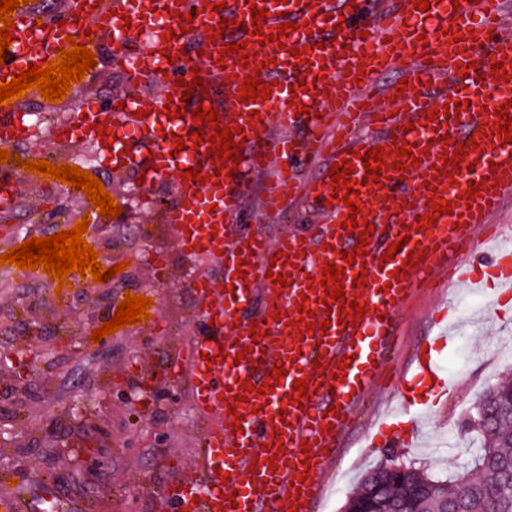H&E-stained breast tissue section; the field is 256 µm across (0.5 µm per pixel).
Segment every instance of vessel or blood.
Masks as SVG:
<instances>
[{"label":"vessel or blood","mask_w":512,"mask_h":512,"mask_svg":"<svg viewBox=\"0 0 512 512\" xmlns=\"http://www.w3.org/2000/svg\"><path fill=\"white\" fill-rule=\"evenodd\" d=\"M415 0H401L399 11L377 8L372 0H225L215 12L208 0H66L57 13L42 15L32 5L13 13L14 39L0 78L12 79L22 66L43 65L57 57L65 37L76 44H109L113 62L136 80L154 79L167 90L157 97L124 95V109L106 110L88 100L87 117L80 127L97 139L98 127L120 126L123 136L112 144L116 167L127 164L126 142L154 132L165 103L182 106L184 114L170 121L171 137L157 153L165 157V171L183 173L200 167L202 180L177 181L176 201L167 207L164 221L173 230L181 250L217 264L229 276L231 290L216 288L208 275L197 274L185 284L195 310L211 322L209 335L193 337L185 352L169 362L174 374L186 377L196 407L211 421L203 431L195 457L196 475L171 477L162 495L177 512H311L322 496L327 470L336 459L339 432L348 427L354 405L373 389L387 371L386 353L398 310L420 288H430L439 271H447L466 288L493 287L498 300L512 303V247L497 249L485 271L458 262L465 247L479 250V236L493 225L495 238L507 233L491 218L512 196V143L490 140L495 109L512 99V81L492 73L503 62L512 72V31L506 30L512 0H432L419 11ZM266 9L262 22L270 42L250 35L251 7ZM342 13L336 25L334 13ZM192 15L194 31L183 36V15ZM129 29H122L123 17ZM296 23L283 42H274L282 22ZM179 38L166 40L167 30ZM221 30L218 42L208 39ZM335 30L336 41L323 45V31ZM243 44L239 54L222 57L224 45ZM175 62H167L166 54ZM253 56L262 68L259 77L272 86L266 100L239 102V88L248 71L241 56ZM204 84L186 91L192 67ZM401 71L408 80L404 92L378 87V74ZM438 94L421 91L424 81ZM466 101L459 115H444L445 107ZM213 104L219 126L246 127V141L237 174H215L208 145H196L193 109ZM308 105L297 114V104ZM441 117H432V110ZM384 129L380 142L387 153L403 143L420 148L418 159H405L401 179L384 181L374 190L363 185L367 170L361 160L367 145L358 138L361 125ZM187 147L170 157L174 139ZM475 139L476 149L462 159L455 182L439 173L458 145ZM327 159V168L308 183L296 176L299 164ZM352 162L354 202L364 203L368 223L375 229L360 241L357 228L345 227L350 209L333 194L328 167ZM269 174L261 200L263 211L279 214L285 198L301 196L313 203L319 221L303 234L289 232L276 241L265 234L236 233L228 218L237 211L246 190L244 172ZM484 183L476 210L460 197L470 182ZM452 203L451 213L439 215L430 231H415L419 216L429 213L431 201ZM409 236L405 250L392 252L401 236ZM364 247L362 264L344 265L342 254ZM392 261H383L384 253ZM421 255L420 265L400 273L409 254ZM247 260L246 277L236 274ZM345 267L343 288L353 293L352 279L364 274L367 285L358 289L365 316L342 322L339 309H326L309 283H320L325 262ZM285 276L288 285L277 288L274 279ZM307 292L317 320H329L321 337L303 336L301 314L295 304ZM260 337H250L251 327ZM324 359L323 367L313 362ZM346 363L341 378L331 377L329 365ZM289 371L282 383L272 384L268 372L276 364ZM310 379L301 406H290L295 380ZM287 409L286 422L275 425L274 415ZM240 420L242 432L232 430Z\"/></svg>","instance_id":"b4317fda"}]
</instances>
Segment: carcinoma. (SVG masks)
<instances>
[{"mask_svg": "<svg viewBox=\"0 0 512 512\" xmlns=\"http://www.w3.org/2000/svg\"><path fill=\"white\" fill-rule=\"evenodd\" d=\"M478 403L494 416L476 423L479 447L467 449L471 462L450 480H436L412 468L404 478L386 476L383 512H512V475L484 466L512 458V384L488 388Z\"/></svg>", "mask_w": 512, "mask_h": 512, "instance_id": "obj_1", "label": "carcinoma"}]
</instances>
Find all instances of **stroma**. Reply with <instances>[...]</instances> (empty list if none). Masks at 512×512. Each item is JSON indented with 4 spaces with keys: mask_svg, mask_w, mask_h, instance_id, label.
<instances>
[{
    "mask_svg": "<svg viewBox=\"0 0 512 512\" xmlns=\"http://www.w3.org/2000/svg\"><path fill=\"white\" fill-rule=\"evenodd\" d=\"M95 59V69L73 84L66 98L51 104L29 90L14 110L0 108V123L15 113L43 110L68 117L90 98L108 106L131 84L108 63L106 50ZM155 147L152 139L130 142L132 161L118 171L108 152L89 139L57 141L46 128L33 129L30 139L11 148L16 156L37 155L89 171L122 212L105 220L83 191L19 172L15 204L0 211V255L30 238L59 233L56 213L62 210L74 224L91 216L87 244L103 267L120 263L124 269L91 293L76 273L61 287L42 270L0 264V504L46 512L50 494L64 512H175L160 490L172 474L193 473L204 421L186 383L166 376L165 369L199 329L184 284L200 262L183 254L163 219L174 198V175L138 180ZM248 184L237 212L240 232L257 224L273 237L308 229L311 205L265 220L258 210L261 181L252 177ZM107 221L111 234L95 233V226ZM128 292L152 299L154 319L92 342L93 332L113 317ZM442 298L458 329L435 358L453 391L407 409L393 392L371 391L340 435L313 512H343L361 476L376 466L411 463L443 478L461 462L470 440L465 422L476 398L512 375V350L502 344L503 336L512 334V310L493 308L492 297L458 293L447 285L415 295L397 314L390 350L396 371L412 373L417 348L442 331L431 318Z\"/></svg>",
    "mask_w": 512,
    "mask_h": 512,
    "instance_id": "35a3bbf8",
    "label": "stroma"
}]
</instances>
